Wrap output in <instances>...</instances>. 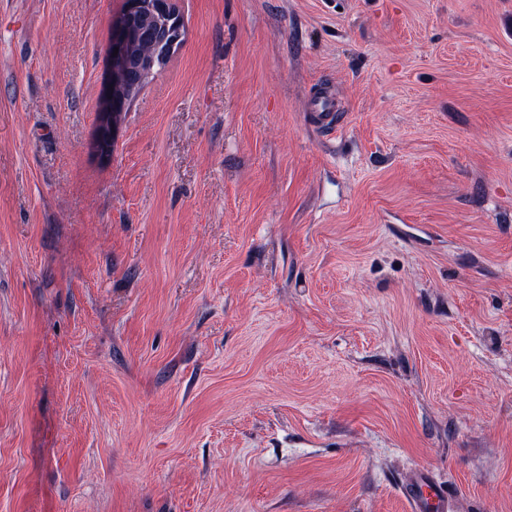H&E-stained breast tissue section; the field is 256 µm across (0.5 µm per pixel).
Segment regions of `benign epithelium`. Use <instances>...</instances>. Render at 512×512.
Returning <instances> with one entry per match:
<instances>
[{
  "instance_id": "1",
  "label": "benign epithelium",
  "mask_w": 512,
  "mask_h": 512,
  "mask_svg": "<svg viewBox=\"0 0 512 512\" xmlns=\"http://www.w3.org/2000/svg\"><path fill=\"white\" fill-rule=\"evenodd\" d=\"M139 13L147 21H156L152 27L156 45L137 59L142 79H149L166 60L169 52L181 42L183 28L171 0H126L123 11L112 20V42L108 53L109 78L100 106V124L109 129L110 135L120 124L128 105L137 96L136 84L127 76L131 53L143 39L145 28L141 23L126 20L130 13Z\"/></svg>"
}]
</instances>
